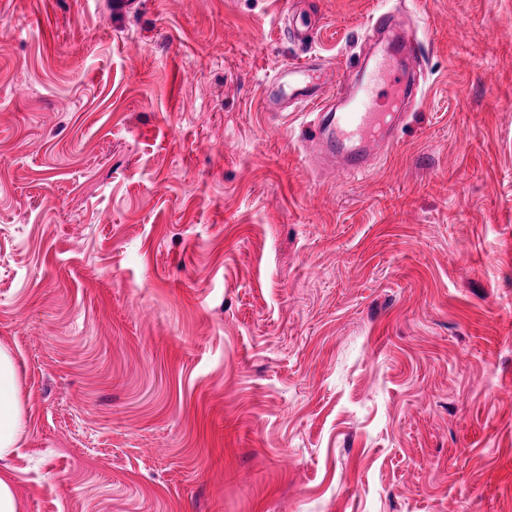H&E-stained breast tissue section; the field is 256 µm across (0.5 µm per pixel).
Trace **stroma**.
<instances>
[{"instance_id":"35a3bbf8","label":"stroma","mask_w":512,"mask_h":512,"mask_svg":"<svg viewBox=\"0 0 512 512\" xmlns=\"http://www.w3.org/2000/svg\"><path fill=\"white\" fill-rule=\"evenodd\" d=\"M380 0H0L20 512H512V0H390L422 98L309 166Z\"/></svg>"}]
</instances>
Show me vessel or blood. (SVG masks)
Instances as JSON below:
<instances>
[{"label":"vessel or blood","instance_id":"vessel-or-blood-1","mask_svg":"<svg viewBox=\"0 0 512 512\" xmlns=\"http://www.w3.org/2000/svg\"><path fill=\"white\" fill-rule=\"evenodd\" d=\"M365 35L384 37L383 51L364 66L360 78L345 74L338 80L340 109H333L320 97L316 69L308 53H301L272 77L273 84L287 82L293 96L318 113V132L309 153L311 163L328 160L350 175L364 174L371 153L389 141L401 118L400 101H415L420 94L419 87L407 84L405 71L397 69L394 62L398 55H418L421 38L417 30L397 27L394 12L383 10L372 14Z\"/></svg>","mask_w":512,"mask_h":512}]
</instances>
